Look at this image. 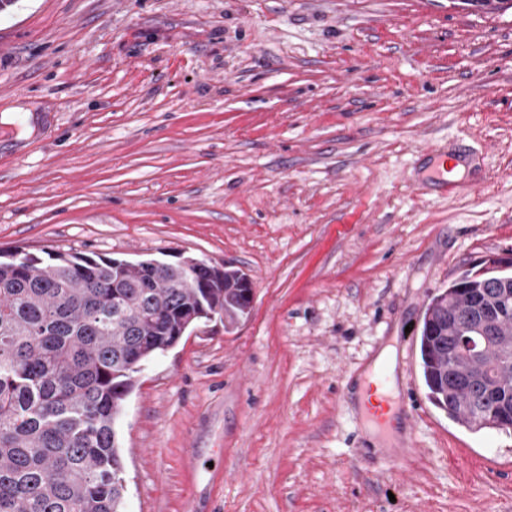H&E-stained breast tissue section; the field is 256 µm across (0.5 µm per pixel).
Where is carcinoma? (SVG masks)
<instances>
[{"label": "carcinoma", "mask_w": 512, "mask_h": 512, "mask_svg": "<svg viewBox=\"0 0 512 512\" xmlns=\"http://www.w3.org/2000/svg\"><path fill=\"white\" fill-rule=\"evenodd\" d=\"M248 276L189 261L0 253V512H124L114 436L136 374L184 319L248 318ZM125 307H112V294ZM467 311L471 321L455 315ZM427 397L472 432L512 414V275L468 269L426 304Z\"/></svg>", "instance_id": "carcinoma-1"}]
</instances>
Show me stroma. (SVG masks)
Listing matches in <instances>:
<instances>
[{
	"label": "stroma",
	"mask_w": 512,
	"mask_h": 512,
	"mask_svg": "<svg viewBox=\"0 0 512 512\" xmlns=\"http://www.w3.org/2000/svg\"><path fill=\"white\" fill-rule=\"evenodd\" d=\"M446 156L464 191L432 179ZM58 249L252 283L248 319L201 322L137 374L124 512H512V433L430 403L406 338L458 274L512 258V9L16 0L0 252ZM387 347L403 461L342 395Z\"/></svg>",
	"instance_id": "obj_1"
}]
</instances>
